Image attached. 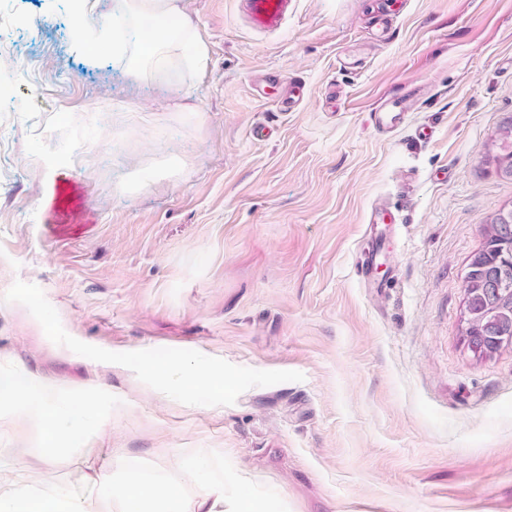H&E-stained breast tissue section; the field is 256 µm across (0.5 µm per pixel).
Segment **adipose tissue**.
<instances>
[{"label": "adipose tissue", "mask_w": 512, "mask_h": 512, "mask_svg": "<svg viewBox=\"0 0 512 512\" xmlns=\"http://www.w3.org/2000/svg\"><path fill=\"white\" fill-rule=\"evenodd\" d=\"M99 0H72L70 16L73 45L90 64L105 56L126 62L134 85L159 83L174 112L183 111V90L207 64L209 49L188 19L183 0H112L108 11ZM141 380L153 389L177 388L192 398L207 389L224 392V371L214 367L200 372L195 365H177L167 358L145 357L137 364ZM8 409L29 427L38 429V451L45 466H53L77 431L97 424L95 397L81 388H68L36 376L20 384L0 385V409ZM30 447L0 448V470L14 477L0 484V512H285L280 495H257L249 475L225 468L215 478V462L196 455L177 480L147 475L131 468L119 476L100 472L83 475L80 485L38 490L21 469ZM196 487L188 495V487Z\"/></svg>", "instance_id": "adipose-tissue-1"}]
</instances>
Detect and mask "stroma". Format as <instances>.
<instances>
[{
  "label": "stroma",
  "mask_w": 512,
  "mask_h": 512,
  "mask_svg": "<svg viewBox=\"0 0 512 512\" xmlns=\"http://www.w3.org/2000/svg\"><path fill=\"white\" fill-rule=\"evenodd\" d=\"M6 6L0 364L101 412L28 480L78 483L90 452L174 478L206 452L288 512H512V346L478 356L463 322L481 227L512 205L483 162L512 118V0H293L273 33L185 0L209 61L184 112L87 64L69 0ZM399 98L405 122L375 132ZM72 180L89 221L53 223ZM148 354L223 367V396L155 394Z\"/></svg>",
  "instance_id": "1"
}]
</instances>
